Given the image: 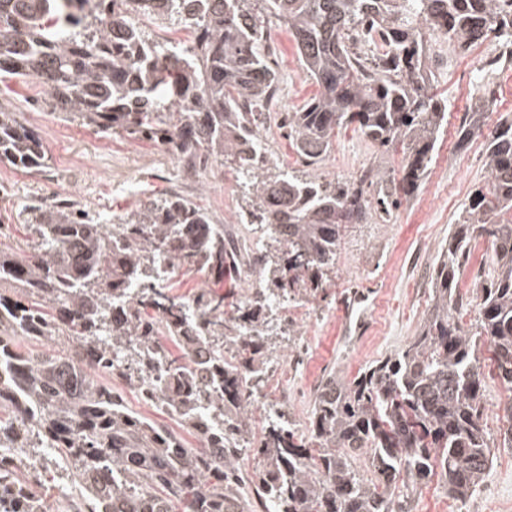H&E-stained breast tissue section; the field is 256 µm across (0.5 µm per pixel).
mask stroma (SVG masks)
Segmentation results:
<instances>
[{
	"mask_svg": "<svg viewBox=\"0 0 512 512\" xmlns=\"http://www.w3.org/2000/svg\"><path fill=\"white\" fill-rule=\"evenodd\" d=\"M269 40L277 49L274 69L280 76V95L274 111L292 112L318 96L320 88L303 72L296 45L285 28L271 26ZM498 43L485 41L471 48L451 68H439L435 91L448 105V125L439 135L426 179L397 211V220L384 224H350L344 231L336 276L318 291L312 305L325 306L327 318L316 328L294 323L289 339L271 338L275 355L294 354L299 346L309 348L308 367L289 378V391L296 394L292 415L306 427L314 393L308 383L321 380L328 371L353 378L366 364L395 354L419 330L432 305L431 276L459 213L484 175V154L458 147L456 131L465 121L480 89L489 81L497 117L512 114V62L504 60ZM0 108L17 113L34 129L44 146L45 165L40 171L0 162V248L13 249L23 239L25 205L43 199L76 201L93 218L103 220L135 210L144 201L177 194L206 208L228 238H241L247 228L240 221L243 201L238 190L241 177L226 167L205 173H186L185 163L169 147L146 138L128 135L122 129L112 134L95 132L70 115L52 111L38 86L0 82ZM379 169L385 179L401 176V147L381 149L354 128L339 129L332 149L320 168L323 176L343 181L357 178L358 164ZM493 269L491 257L469 260L466 279L458 285L466 305L458 313L463 326L474 324L473 300ZM384 276L387 285L369 298L364 307L340 308L339 291L358 279ZM207 287L222 294L226 302L239 301L247 286L233 267L223 276L204 271H184L177 291L191 294ZM482 421L491 435L506 428L505 407L512 392L501 384L491 367H484ZM114 389L139 415L166 427L190 447L195 434L184 429L165 410L145 403L139 392L117 381ZM395 495L409 494L413 512H443L457 505L459 512H512V458L504 449L494 451L476 490L467 499L453 502L439 475H431L414 489L396 483Z\"/></svg>",
	"mask_w": 512,
	"mask_h": 512,
	"instance_id": "1",
	"label": "stroma"
}]
</instances>
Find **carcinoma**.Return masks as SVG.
<instances>
[{
    "mask_svg": "<svg viewBox=\"0 0 512 512\" xmlns=\"http://www.w3.org/2000/svg\"><path fill=\"white\" fill-rule=\"evenodd\" d=\"M176 22L191 43L149 40L115 0L65 19L63 0H0V77L30 79L56 112L102 131L144 134L196 166L197 151L239 171L258 250L256 296L226 310L201 288L172 293L183 269L224 275V225L178 197L154 198L112 224L85 219L66 201L25 206L28 237L0 249V512H47L34 486L57 476L86 512H250L239 490L240 453L263 458L265 512H413L393 496L400 474L434 468L464 500L489 464L494 440L482 423L481 345L512 391V119L486 136V176L456 220L432 280L433 305L396 354L349 381L329 371L301 431L279 409L258 444L246 393L261 389L272 359L274 303L315 295L336 272L348 224L372 218L359 186L281 171L261 141L278 83L264 54L266 24L285 27L319 96L286 113L288 139L319 167L336 129L352 126L380 147H404L398 188L427 175L447 107L429 61L442 44L460 53L489 36L512 57V8L503 0H139ZM433 26L438 39L422 38ZM0 161L43 166L40 137L0 109ZM492 245L493 271L466 329L455 313L458 276L475 235ZM142 288L128 296L130 285ZM37 340L48 352L19 351ZM210 347L198 383L194 344ZM199 437L189 448L129 409L104 374L144 390ZM217 419V453L180 405ZM21 449L12 469L5 460ZM112 472L115 481L100 476Z\"/></svg>",
    "mask_w": 512,
    "mask_h": 512,
    "instance_id": "cac0c4a2",
    "label": "carcinoma"
}]
</instances>
